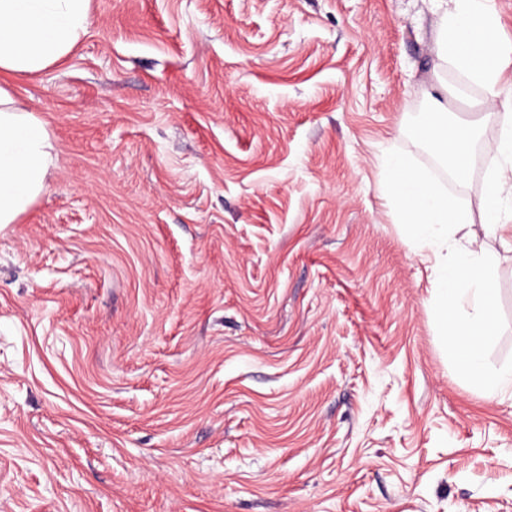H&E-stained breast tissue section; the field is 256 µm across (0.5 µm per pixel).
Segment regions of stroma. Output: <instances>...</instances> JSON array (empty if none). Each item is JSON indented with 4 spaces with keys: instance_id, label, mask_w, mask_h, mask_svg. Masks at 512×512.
Segmentation results:
<instances>
[{
    "instance_id": "obj_1",
    "label": "stroma",
    "mask_w": 512,
    "mask_h": 512,
    "mask_svg": "<svg viewBox=\"0 0 512 512\" xmlns=\"http://www.w3.org/2000/svg\"><path fill=\"white\" fill-rule=\"evenodd\" d=\"M431 0H90L11 94L46 188L0 227V512H512V397L453 371L394 218ZM495 260L512 357V252Z\"/></svg>"
}]
</instances>
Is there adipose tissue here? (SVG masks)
I'll return each mask as SVG.
<instances>
[{
	"label": "adipose tissue",
	"mask_w": 512,
	"mask_h": 512,
	"mask_svg": "<svg viewBox=\"0 0 512 512\" xmlns=\"http://www.w3.org/2000/svg\"><path fill=\"white\" fill-rule=\"evenodd\" d=\"M436 55L495 107L498 138L486 145L495 159L479 208L487 235L512 248V41L497 34L489 0H441ZM89 0H0V74L32 72L65 57L87 29ZM436 113L423 127L432 152L454 175L466 171L475 149L472 127L451 125L448 88L436 86ZM55 164L50 134L34 114L17 106L0 84V224L15 223L45 188Z\"/></svg>",
	"instance_id": "adipose-tissue-1"
}]
</instances>
